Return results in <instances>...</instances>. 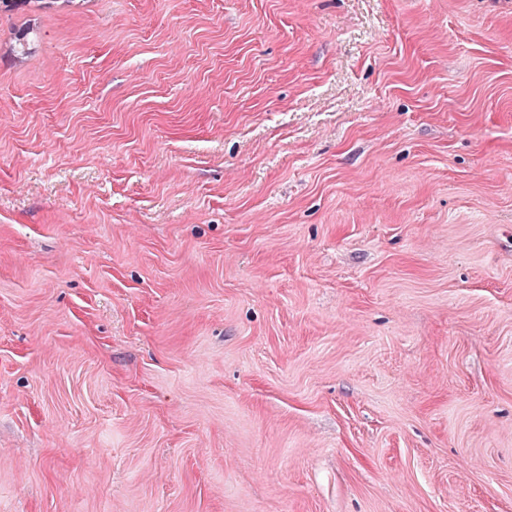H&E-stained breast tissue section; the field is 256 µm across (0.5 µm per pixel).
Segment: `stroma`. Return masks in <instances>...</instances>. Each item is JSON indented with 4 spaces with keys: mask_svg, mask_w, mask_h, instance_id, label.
<instances>
[{
    "mask_svg": "<svg viewBox=\"0 0 512 512\" xmlns=\"http://www.w3.org/2000/svg\"><path fill=\"white\" fill-rule=\"evenodd\" d=\"M0 512H512V0L0 12Z\"/></svg>",
    "mask_w": 512,
    "mask_h": 512,
    "instance_id": "1",
    "label": "stroma"
}]
</instances>
